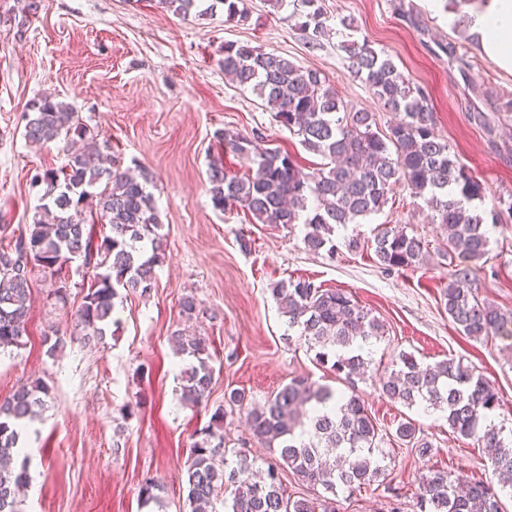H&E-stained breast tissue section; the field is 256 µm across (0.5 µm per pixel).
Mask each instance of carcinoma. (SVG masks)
Returning a JSON list of instances; mask_svg holds the SVG:
<instances>
[{
    "mask_svg": "<svg viewBox=\"0 0 512 512\" xmlns=\"http://www.w3.org/2000/svg\"><path fill=\"white\" fill-rule=\"evenodd\" d=\"M200 2L157 0L159 7L184 16ZM219 7L227 23L249 18L245 0H211L202 13ZM293 7L297 29L308 42L316 41L327 29L323 0H294ZM341 48L347 70L385 111L395 114L396 121L386 130L379 129L374 113L345 103L320 71L248 43L224 44V75L255 93L277 122L327 163L310 171L286 152L224 131L218 134L220 150L253 157L256 169L237 176L227 170L222 157L210 161L213 207L223 211L238 206L260 224H302L309 251L332 253L335 226L382 211L392 187L404 182L446 231L448 254L467 262L448 270L443 290L448 318L469 338H512V313L479 299L469 286V264L490 255L487 220L497 223L502 202L488 198L483 184L452 154L448 141L435 130L428 96L391 59L365 41L351 40ZM23 136L35 144L64 141L67 162L40 176L50 220L36 216L19 231L0 225V348L22 346L32 306V269L39 266L58 276L78 259L93 269L78 326L85 341H99L116 323L118 289L147 292L165 259L157 207L146 182L115 164L103 166L99 145L87 138L86 126L70 104L50 97L36 102ZM96 223L109 228L99 244L93 239ZM371 249L386 269L418 267L429 255L422 237L387 224L378 225ZM270 291L287 318L288 331L304 340L316 363L349 384L350 391L297 376L252 408L246 419L251 436L277 449L280 458L258 481L252 479L255 460L241 450L223 449L224 411L215 412L190 449L184 473L190 512H209L218 489L229 485L234 490L228 512H336L332 496L337 489L359 490L385 477L382 436L355 388V379L371 371L373 347L385 336V324L346 292L324 289L308 279L280 280ZM173 340L190 361L182 373L180 402L196 407L208 397L214 381L209 343L202 336L180 333ZM375 377L391 402L439 411L452 432L492 449L499 484L512 488V430L506 433L490 419L500 400L482 375L453 358L424 365L401 352L390 368L375 371ZM48 395L47 384L34 379L0 400V512H19V495L29 473L28 460L14 462L18 440L21 428L45 410ZM395 434L420 456L430 454L431 444L414 419L401 420ZM282 465L326 495L310 500L288 494L279 472ZM417 483L420 512H503L497 490L482 481L429 468ZM159 491L156 481H145L140 489L143 504L160 502Z\"/></svg>",
    "mask_w": 512,
    "mask_h": 512,
    "instance_id": "1",
    "label": "carcinoma"
}]
</instances>
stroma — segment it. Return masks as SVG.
<instances>
[{"label":"stroma","instance_id":"1","mask_svg":"<svg viewBox=\"0 0 512 512\" xmlns=\"http://www.w3.org/2000/svg\"><path fill=\"white\" fill-rule=\"evenodd\" d=\"M247 6L246 22L228 24L220 10L185 18L155 0H0V224H31L45 192L33 176L66 162L62 142L35 147L23 137L31 104L49 94L72 104L120 168L147 174L165 236L153 288L120 295L119 325L99 344L69 339L90 269L77 262L59 276L33 269L23 344L0 352V399L35 378L50 389L47 410L23 431L38 483L35 493L21 495V512H189L184 467L197 433L218 410L225 413V447L246 449L261 467L276 461L272 449L251 440L247 407L298 375L337 384L288 334L270 287L289 278L346 291L371 309L386 326L376 354L406 352L425 363L454 357L476 368L501 398L495 423L512 427V341L474 340L456 330L442 301L444 233L406 184L394 185L380 213L337 228L330 254L307 250L303 226L258 224L241 209H215L207 181L222 131L261 137L263 146L306 168L323 164L255 94L225 80L226 42H247L321 71L384 129L392 113L349 73L340 49L346 38L367 40L427 92L438 135L489 195L506 202L490 227V258L471 287L479 299L512 311V112L505 109L512 73L488 59L478 39L434 0H325L327 31L315 46L296 29L292 6ZM223 156L228 170L247 174L249 159ZM381 224L404 225L427 240L426 263L401 271L378 265L369 245ZM187 295L197 300L190 316L180 307ZM182 329L207 339L215 369L197 409L177 394L186 363L171 336ZM55 331L69 342L52 356L44 337ZM357 386L383 434L386 479L338 490V512H419L416 478L427 468L497 484L486 450L453 434L441 413L395 404L368 379ZM233 390L244 393V407H228ZM406 417L431 442V455L419 457L396 440ZM147 477L162 483V507L142 505Z\"/></svg>","mask_w":512,"mask_h":512}]
</instances>
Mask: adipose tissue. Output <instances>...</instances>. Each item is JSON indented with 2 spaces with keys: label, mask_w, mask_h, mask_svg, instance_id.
I'll list each match as a JSON object with an SVG mask.
<instances>
[{
  "label": "adipose tissue",
  "mask_w": 512,
  "mask_h": 512,
  "mask_svg": "<svg viewBox=\"0 0 512 512\" xmlns=\"http://www.w3.org/2000/svg\"><path fill=\"white\" fill-rule=\"evenodd\" d=\"M482 52L500 68L512 71V0H485L472 15Z\"/></svg>",
  "instance_id": "ef3b65f1"
}]
</instances>
